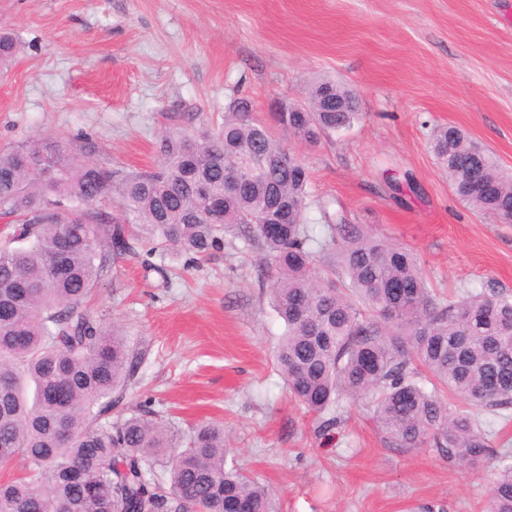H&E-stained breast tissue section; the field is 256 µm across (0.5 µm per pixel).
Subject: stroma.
<instances>
[{
  "label": "stroma",
  "instance_id": "35a3bbf8",
  "mask_svg": "<svg viewBox=\"0 0 512 512\" xmlns=\"http://www.w3.org/2000/svg\"><path fill=\"white\" fill-rule=\"evenodd\" d=\"M0 30L18 42L0 70V149L87 142L130 170L154 164L171 111L196 132L246 96L265 120L274 103H306L313 79L342 81L358 124L313 147L281 138L312 196L412 249L440 295L512 294V225L461 203L427 145L456 126L512 169V0H0ZM133 246L88 305L144 353L110 419L223 422L227 465L278 512H484L494 461L398 448L366 397L342 399L330 427L293 401L259 250L231 236L201 260Z\"/></svg>",
  "mask_w": 512,
  "mask_h": 512
}]
</instances>
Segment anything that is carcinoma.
<instances>
[{
  "label": "carcinoma",
  "mask_w": 512,
  "mask_h": 512,
  "mask_svg": "<svg viewBox=\"0 0 512 512\" xmlns=\"http://www.w3.org/2000/svg\"><path fill=\"white\" fill-rule=\"evenodd\" d=\"M15 51L1 32L0 65ZM308 98L304 112L271 113L302 143L362 118L354 93L332 79L312 81ZM252 108L247 97L230 100L216 130L190 133L173 120L157 164L143 171L49 138L0 151V215L15 218L0 241V458L22 463L0 482V512H233L238 503L276 512L253 478L226 467L223 423L179 439L144 409L104 421L142 353L86 302L132 235L198 257L235 235L264 253L267 294L285 325L276 364L306 411L368 397L397 447L435 448L457 464L489 458L479 414L512 411V295L437 298L412 251L350 223L336 199L311 200L307 167ZM429 147L461 202L512 224V174L487 149L452 126L435 129ZM112 200L117 215L105 206ZM269 217L282 222L277 238L260 231ZM485 512H512L506 455Z\"/></svg>",
  "instance_id": "cac0c4a2"
}]
</instances>
